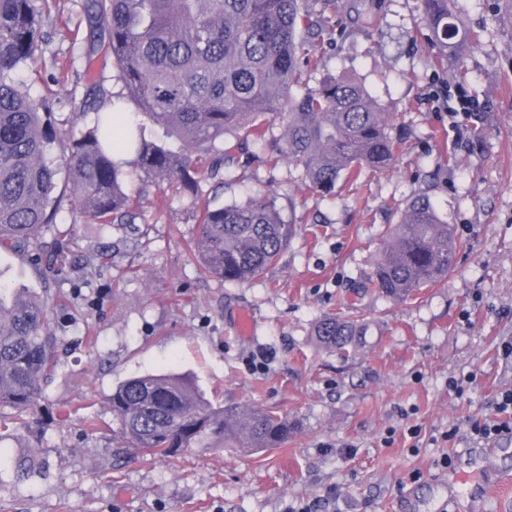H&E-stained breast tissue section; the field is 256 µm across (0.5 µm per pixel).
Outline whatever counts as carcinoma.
I'll return each instance as SVG.
<instances>
[{"mask_svg": "<svg viewBox=\"0 0 512 512\" xmlns=\"http://www.w3.org/2000/svg\"><path fill=\"white\" fill-rule=\"evenodd\" d=\"M421 2L437 62L453 60V77H465L480 35L461 25L455 0ZM337 9V0H89L91 21L107 36L101 46L128 95H111L109 112L93 109V127L63 144L60 169L47 160L61 141L50 111L16 79L36 60L42 15L35 0H0V244L40 264L39 237L65 202L92 224L134 219L128 174L112 157L130 150L140 172L193 198L199 232L189 247L202 275L231 284L261 275L286 248L290 228L271 197L222 207L204 199L200 174L214 167L212 154L234 158L235 137L243 134L271 147L267 162L288 161L309 188L330 195L363 170L391 169L401 151L361 81L327 74L309 86ZM129 102L178 147L146 139L138 125L113 138V113ZM274 118L282 120V133L270 144ZM461 247L431 199L415 197L385 231L370 282L387 299L408 298L448 276ZM47 316L41 294L0 283V427L26 424L56 374L58 337ZM367 332L351 309L321 317L313 336L348 353L362 347ZM108 402L117 432L157 458L176 459L216 440L251 451L275 448L290 433L288 420L274 412L214 405L174 373L131 377Z\"/></svg>", "mask_w": 512, "mask_h": 512, "instance_id": "cac0c4a2", "label": "carcinoma"}]
</instances>
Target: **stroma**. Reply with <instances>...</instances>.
<instances>
[{
    "label": "stroma",
    "instance_id": "obj_1",
    "mask_svg": "<svg viewBox=\"0 0 512 512\" xmlns=\"http://www.w3.org/2000/svg\"><path fill=\"white\" fill-rule=\"evenodd\" d=\"M41 59L17 73L24 91L48 102L61 137L90 127L80 106L92 85L119 92L111 57L92 53L86 0H36ZM345 33L320 73L363 81L405 143L394 169L340 184L331 196L307 189L298 171L254 159L225 164L201 190L213 204L274 196L291 240L256 279L203 277L188 243L198 233L186 194L134 173V224L75 222L61 209L42 234L63 238L64 273L0 248V280L50 301L59 366L28 426L0 440V512H439L447 490L443 457L483 454L498 482L486 488L493 512H512V437L492 445L472 424L497 419L512 389V6L457 0L481 41L469 53V81L457 87L419 35L421 0H338ZM465 90L483 116L481 146L468 138ZM428 195L462 243L441 283L408 300L380 298L368 281L380 236L408 202ZM360 308L365 345L341 354L318 345L314 323ZM248 315L252 333H238ZM175 372L212 402L261 406L292 427L280 447L256 453L225 445L150 458L110 428L108 397L130 377ZM465 382L456 392L453 381ZM67 409L60 420L57 412ZM103 421L88 429L89 418ZM42 460L46 476L14 482L16 459Z\"/></svg>",
    "mask_w": 512,
    "mask_h": 512
}]
</instances>
